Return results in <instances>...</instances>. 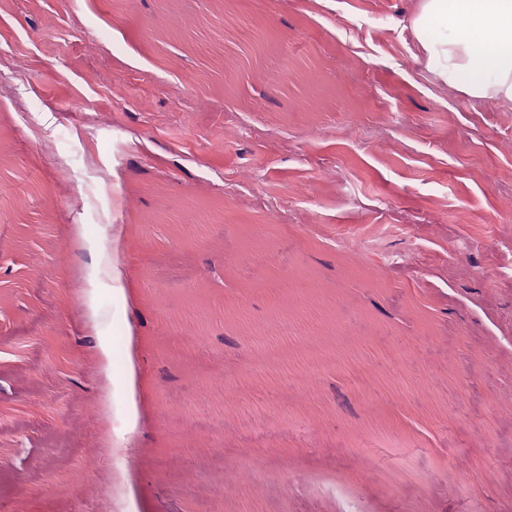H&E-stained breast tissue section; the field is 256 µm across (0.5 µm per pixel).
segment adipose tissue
<instances>
[{"instance_id": "ef3b65f1", "label": "adipose tissue", "mask_w": 512, "mask_h": 512, "mask_svg": "<svg viewBox=\"0 0 512 512\" xmlns=\"http://www.w3.org/2000/svg\"><path fill=\"white\" fill-rule=\"evenodd\" d=\"M412 29L448 87L512 102V0H421Z\"/></svg>"}]
</instances>
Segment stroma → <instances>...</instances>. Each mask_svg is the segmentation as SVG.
<instances>
[{
  "instance_id": "1",
  "label": "stroma",
  "mask_w": 512,
  "mask_h": 512,
  "mask_svg": "<svg viewBox=\"0 0 512 512\" xmlns=\"http://www.w3.org/2000/svg\"><path fill=\"white\" fill-rule=\"evenodd\" d=\"M419 6L0 0V512H512V103Z\"/></svg>"
}]
</instances>
